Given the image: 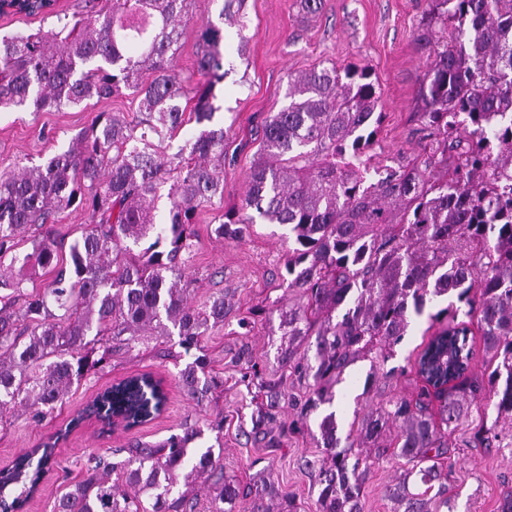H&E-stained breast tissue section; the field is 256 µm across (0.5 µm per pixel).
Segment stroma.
I'll use <instances>...</instances> for the list:
<instances>
[{"label":"stroma","instance_id":"obj_1","mask_svg":"<svg viewBox=\"0 0 512 512\" xmlns=\"http://www.w3.org/2000/svg\"><path fill=\"white\" fill-rule=\"evenodd\" d=\"M81 6L82 0H55L50 15L0 14V36L49 29L57 15L76 14ZM426 9L427 0H322L316 16L309 17L300 0H244L241 22L224 27L226 75L216 89L219 110L214 118L224 128V197L196 217L189 269L194 280L192 302L200 306L220 290L231 289L240 314L254 324L248 338L238 336L233 323L207 342L212 372L224 383L217 400L224 410L225 473L244 484L259 471L269 470L278 488L295 498L298 512H310L315 500V478L303 468L302 460L320 453L317 428L312 425L299 433L282 434L281 424L297 418L292 408L285 407L277 427L253 432L251 415L256 404L243 378L245 367L236 359L241 343L246 342L260 367L275 364L279 332L260 309L284 294L280 276L288 229L259 221L242 239L229 242L216 239L213 230L225 211L241 203L245 176L259 148L252 128L260 116L286 106L289 75L330 64L369 67L380 85L384 112L373 153L392 160L422 153L426 141L416 120L417 91L427 60L417 52L415 37ZM138 106V96L127 93L59 111L0 112V174L41 163L67 148L70 139L99 113L123 112L134 118ZM440 307V302H426L422 314L412 317L392 357L377 364L361 360L346 371L332 405L342 426L350 425L356 407L399 397L416 399L424 386L416 361L431 336V317ZM193 359L190 353L175 359L159 356L152 348L136 350L115 358L111 368L72 391L65 404L43 421H34L24 410L15 411L9 424L0 425V468L65 427L113 381L151 372L169 382L167 402L158 417L129 429L111 430L89 420L72 431L56 451L61 469L47 473L26 512H52L56 497L67 489L64 467L135 440L156 443L177 432L181 423L208 419L209 409L195 406L175 380ZM449 444L450 483L458 493L453 512H500L503 499L512 494V441L482 448L463 427ZM398 467V460L390 456L374 466L364 488L365 512H390L384 489Z\"/></svg>","mask_w":512,"mask_h":512}]
</instances>
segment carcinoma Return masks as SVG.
<instances>
[{"mask_svg": "<svg viewBox=\"0 0 512 512\" xmlns=\"http://www.w3.org/2000/svg\"><path fill=\"white\" fill-rule=\"evenodd\" d=\"M192 0H88L86 11L58 25L0 39V111L40 112L107 100L127 91L142 117L101 112L68 147L40 165L0 175V258L36 227L74 208L88 216L61 262L50 235L33 239L17 276L0 281V421L20 406L44 418L74 388L153 339L179 338L195 359L177 382L198 404L213 401L206 338L237 320L233 295L221 291L190 305L187 262L196 214L224 198V128L210 124L224 80V28L190 11ZM243 0H222L219 19L238 22ZM197 28V80L176 68L185 26ZM468 27L465 42L448 27ZM427 52L416 112L437 146L424 159L372 164L368 154L383 112L379 85L366 67L332 64L289 76L288 106L256 126L258 153L241 205L224 212L215 237L235 239L259 217L288 227L293 246L284 263L288 302L267 311L288 340L277 366L305 388L288 396L280 380L253 370L267 399L255 423L276 421L282 405L300 406L304 425L332 404L336 385L360 360L392 356L410 312L448 301L417 360L442 338L461 364L445 388L435 420L422 390L411 402L389 400L357 420L341 443L336 412L318 422L321 455L303 459L315 473V512H365L363 486L389 448L403 462L385 489L392 512L453 509L456 494L444 466L447 436L485 397L474 439L484 448L512 432V0H428L417 36ZM190 112L196 133L175 154L166 151ZM169 183L166 221L155 196ZM149 239L142 253L131 247ZM53 274L42 292L20 285L35 271ZM476 326L491 371L470 376L460 337ZM166 393L149 373L128 376L88 406L141 422L160 411ZM224 413L207 426L183 423L156 444L91 457L58 497L53 512H296L295 500L265 478L243 488L224 475ZM211 438L204 439L205 432ZM54 446L19 455L0 472V512H22L49 469ZM204 499H199V495Z\"/></svg>", "mask_w": 512, "mask_h": 512, "instance_id": "1", "label": "carcinoma"}]
</instances>
